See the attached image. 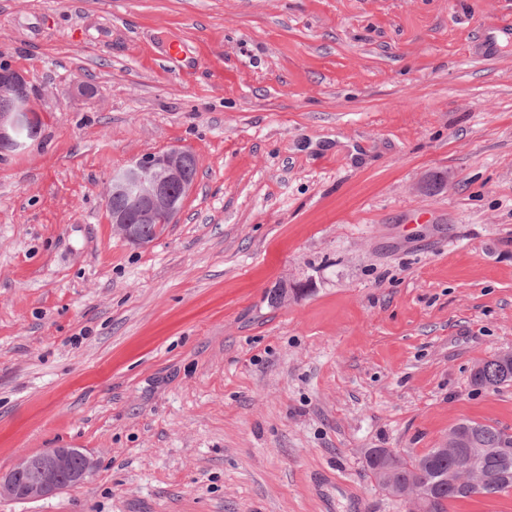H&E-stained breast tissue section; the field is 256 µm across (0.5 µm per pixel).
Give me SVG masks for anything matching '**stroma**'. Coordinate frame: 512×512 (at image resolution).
Masks as SVG:
<instances>
[{"label": "stroma", "mask_w": 512, "mask_h": 512, "mask_svg": "<svg viewBox=\"0 0 512 512\" xmlns=\"http://www.w3.org/2000/svg\"><path fill=\"white\" fill-rule=\"evenodd\" d=\"M42 117L0 152V512H407L365 451L512 433V0H0ZM190 151L135 247L113 170ZM289 289L287 300L269 293ZM512 357V353L510 352ZM508 354H500L485 360L474 370L471 382L480 388H497L512 382V358ZM83 458L80 469H72L74 457ZM93 468L92 458L81 448H50L24 457L9 472L0 473V499L38 500L63 490H75L84 484ZM37 472L35 482L27 480Z\"/></svg>", "instance_id": "obj_1"}]
</instances>
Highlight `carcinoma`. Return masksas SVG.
<instances>
[{"label": "carcinoma", "mask_w": 512, "mask_h": 512, "mask_svg": "<svg viewBox=\"0 0 512 512\" xmlns=\"http://www.w3.org/2000/svg\"><path fill=\"white\" fill-rule=\"evenodd\" d=\"M471 382L480 388L512 382V358L500 354L483 361ZM448 442L456 451L433 448L408 459L388 448H370L366 467L379 483L416 485L424 496V512H448V504L456 499L512 490L511 433L465 421L450 430Z\"/></svg>", "instance_id": "cac0c4a2"}]
</instances>
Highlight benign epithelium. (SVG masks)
<instances>
[{"mask_svg":"<svg viewBox=\"0 0 512 512\" xmlns=\"http://www.w3.org/2000/svg\"><path fill=\"white\" fill-rule=\"evenodd\" d=\"M0 150L21 145L17 136L25 124L30 103L26 76L8 63H0ZM190 154L184 150L144 155L112 172L106 193L124 199V205L109 212L110 223L126 242L143 246L151 239L141 225L155 219L172 224L191 191L194 179L188 173ZM83 458L72 469L74 457ZM93 468L92 458L81 448H51L21 459L9 472L0 473V499L38 500L84 484Z\"/></svg>","mask_w":512,"mask_h":512,"instance_id":"obj_1","label":"benign epithelium"}]
</instances>
